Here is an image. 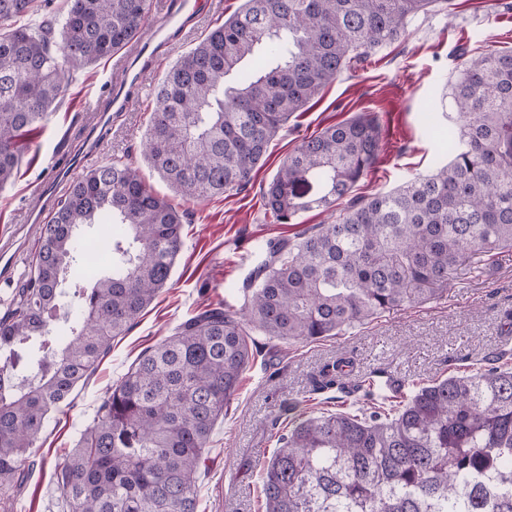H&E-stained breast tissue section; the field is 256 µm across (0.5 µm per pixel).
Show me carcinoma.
Returning a JSON list of instances; mask_svg holds the SVG:
<instances>
[{
  "mask_svg": "<svg viewBox=\"0 0 512 512\" xmlns=\"http://www.w3.org/2000/svg\"><path fill=\"white\" fill-rule=\"evenodd\" d=\"M35 0H0V188L22 139L67 90L70 72L126 47L149 0H68L63 22L17 25ZM448 0H243L156 88L143 156L183 198L243 188L288 117L346 69ZM448 164L371 197L350 196L378 160L367 115L302 139L263 191L275 224L347 199L332 224L269 241L240 311L199 312L146 350L102 397L93 424L54 467L63 512H197L211 434L251 360L258 331L311 343L381 314L438 300L457 270L512 252V49L460 56ZM108 259L91 266L95 226ZM184 214L114 160L67 191L26 279L0 315V487L51 409L96 370L168 283ZM82 294L57 318L68 284ZM265 512H512V369L418 388L393 415L298 418L261 470Z\"/></svg>",
  "mask_w": 512,
  "mask_h": 512,
  "instance_id": "cac0c4a2",
  "label": "carcinoma"
}]
</instances>
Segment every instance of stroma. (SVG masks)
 Wrapping results in <instances>:
<instances>
[{
	"mask_svg": "<svg viewBox=\"0 0 512 512\" xmlns=\"http://www.w3.org/2000/svg\"><path fill=\"white\" fill-rule=\"evenodd\" d=\"M241 3L204 0L203 13L170 40L167 62L203 40ZM511 48L512 0H450L444 11L417 15L403 41L344 71L290 116L246 188L202 202L175 193L142 156L154 88L165 75L161 69L148 73L130 110L113 113L96 162L130 164L155 193L186 213L182 250L168 284L137 324L113 341L91 378L51 413L25 452L33 467L28 483L12 497L0 492V512H62V496L51 478L54 466L92 425L100 398L128 367L203 308L220 302L240 308L262 242L292 239L312 225L335 221V208L305 211L290 224L272 223L265 213L262 193L299 140L366 113L381 126V151L353 195L386 192L408 177L429 174L449 158L439 134L448 128L460 51L478 55ZM113 82L108 58L74 71L64 97L26 137L16 178L0 189V236L24 228L14 279L0 283V312L39 247L40 227L25 218L33 191L78 148L92 108L105 105ZM253 340V358L210 439L198 512H265L262 454L276 448L289 419L374 407L393 413L418 387L468 373L476 360L493 358L512 367V252L501 254L493 266L459 269L440 300L383 313L343 335L288 344L257 333ZM339 362L347 365L346 374L332 388H318L322 370Z\"/></svg>",
	"mask_w": 512,
	"mask_h": 512,
	"instance_id": "35a3bbf8",
	"label": "stroma"
}]
</instances>
